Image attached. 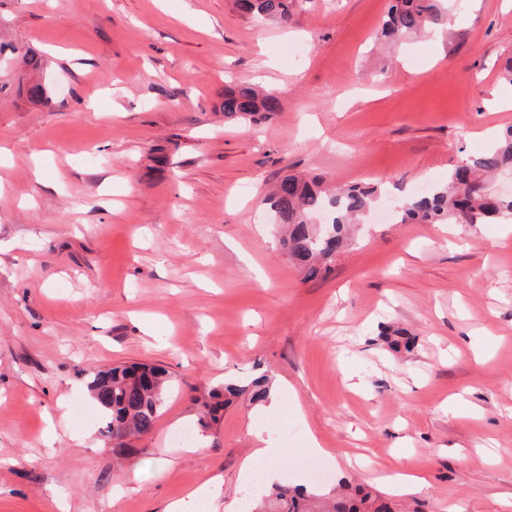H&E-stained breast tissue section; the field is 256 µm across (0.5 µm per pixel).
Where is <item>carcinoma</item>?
Listing matches in <instances>:
<instances>
[{
	"mask_svg": "<svg viewBox=\"0 0 512 512\" xmlns=\"http://www.w3.org/2000/svg\"><path fill=\"white\" fill-rule=\"evenodd\" d=\"M238 9L251 16L286 23L291 18L290 0H236ZM448 15L447 0H394L377 40L390 43L398 38L423 36L442 26ZM10 51L21 57L32 71L41 68V58L0 40V54ZM280 95L250 84L229 86L224 91L222 111L227 119L258 123L280 111ZM512 170V127L481 153L463 158L448 174V181L429 193L406 198L399 207V223L488 224L512 217V196H493L489 182L495 175ZM377 188L367 184L327 186L314 176L282 178L268 196L275 223L283 225V249L313 278L327 269L326 263L343 246L349 226L359 223L371 209ZM171 387L168 371L146 363L121 364L94 372L88 390L99 406L113 451L124 452L126 440L150 433ZM253 402L266 398L258 383H229L214 391L204 403L199 425L207 429L234 398ZM252 512H361L355 501L338 497L326 503L286 485L275 484Z\"/></svg>",
	"mask_w": 512,
	"mask_h": 512,
	"instance_id": "cac0c4a2",
	"label": "carcinoma"
}]
</instances>
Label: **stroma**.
<instances>
[{"label": "stroma", "instance_id": "obj_1", "mask_svg": "<svg viewBox=\"0 0 512 512\" xmlns=\"http://www.w3.org/2000/svg\"><path fill=\"white\" fill-rule=\"evenodd\" d=\"M389 6L293 0L282 25L234 0H0L49 96L0 94V512H222L258 428L312 494L512 512V233L368 220L310 279L265 201L310 172L395 208L512 126V0H453L452 37L378 50ZM258 69L280 112L225 120L226 81ZM131 362L173 386L119 460L87 383ZM259 377L287 416L240 399L199 426L201 399ZM315 441L312 477L293 463Z\"/></svg>", "mask_w": 512, "mask_h": 512}]
</instances>
